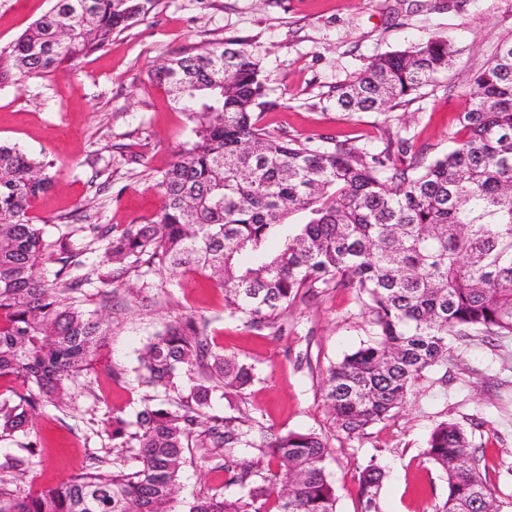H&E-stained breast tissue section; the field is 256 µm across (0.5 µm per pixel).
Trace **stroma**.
<instances>
[{"mask_svg":"<svg viewBox=\"0 0 512 512\" xmlns=\"http://www.w3.org/2000/svg\"><path fill=\"white\" fill-rule=\"evenodd\" d=\"M51 5L0 0V49ZM434 36L447 37L456 55L421 99L353 117L325 107L328 93L375 56ZM510 37L512 0H155L144 20L115 32L107 46L73 68L1 87L0 142L59 172L57 185L34 202L29 217L51 236H68L93 266L102 262L105 244L90 225L154 220L160 205L154 176L186 140L185 116L153 78L161 59L188 46L244 39L262 54V75L278 102L261 117L268 130L379 149L407 137L428 161L462 137L458 116L469 106L473 79ZM89 290L93 306L110 308L112 333L95 371L75 389L72 412L49 406L37 413L40 461L28 471L25 489L61 482L85 466L93 449L108 447L104 420L114 413L135 419L144 406L135 374L141 349L164 322L195 313L209 320L217 347L255 366L258 378L245 400L264 426L328 439L325 470L336 488L337 512H356V469L373 457L386 470L382 512H435L447 497V479L424 449L444 421L466 430L501 512H512V336L493 347L478 340L458 344L446 381L430 373L396 417L357 439L338 428L324 394L330 366L369 338L353 289L298 303L276 336L229 318L223 289L200 273L133 277L124 286L95 280ZM222 482L191 449L181 498L193 500Z\"/></svg>","mask_w":512,"mask_h":512,"instance_id":"stroma-1","label":"stroma"}]
</instances>
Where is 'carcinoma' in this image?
<instances>
[{
    "label": "carcinoma",
    "mask_w": 512,
    "mask_h": 512,
    "mask_svg": "<svg viewBox=\"0 0 512 512\" xmlns=\"http://www.w3.org/2000/svg\"><path fill=\"white\" fill-rule=\"evenodd\" d=\"M152 3L54 0L0 52V83L102 49ZM451 64L448 40L432 37L376 56L326 104L349 115L381 112L418 98ZM154 79L186 115L187 141L156 175L154 221L92 226L106 240V260L94 269L100 282L200 272L224 288L225 310L256 331L278 327L299 299L354 289L372 339L331 366L325 383L327 405L350 438L392 418L429 372L452 363L451 340L512 336V39L474 79L460 116L464 136L427 164L406 138L394 155L267 130L256 110L277 101L261 57L243 40L186 48L161 60ZM57 180L50 163L0 144V377L23 386L0 399V438L23 439L21 453L0 462V512H336L327 440L276 432L239 405L234 414L212 410L214 391L240 398L257 372L215 346L208 321L187 314L140 352L136 379L152 394L136 422L105 421L112 451L131 465L92 452L59 484L21 490L17 477L36 463L32 418L48 405L68 406L112 333L109 314L86 307L85 263L69 237L50 239L28 217ZM45 260L58 265L51 278L40 273ZM186 379L198 384L184 398ZM189 448L203 449L224 488L238 493L180 500ZM425 456L447 477L436 512H499L462 426H435ZM385 476L375 459L359 467L357 512H381Z\"/></svg>",
    "instance_id": "carcinoma-1"
}]
</instances>
